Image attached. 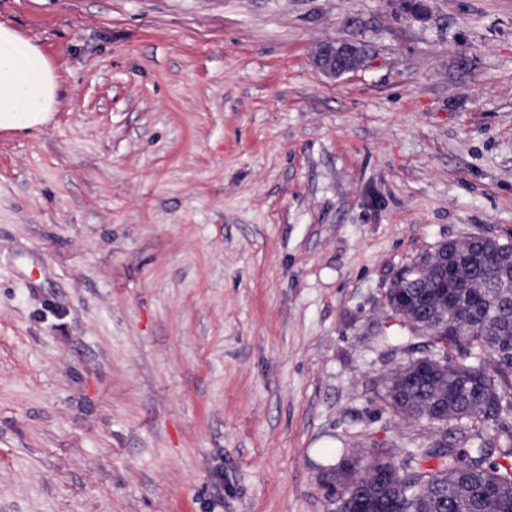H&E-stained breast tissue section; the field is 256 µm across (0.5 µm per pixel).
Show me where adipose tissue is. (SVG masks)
Returning a JSON list of instances; mask_svg holds the SVG:
<instances>
[{"mask_svg": "<svg viewBox=\"0 0 512 512\" xmlns=\"http://www.w3.org/2000/svg\"><path fill=\"white\" fill-rule=\"evenodd\" d=\"M59 102L55 70L41 50L0 24V131L47 124Z\"/></svg>", "mask_w": 512, "mask_h": 512, "instance_id": "obj_1", "label": "adipose tissue"}]
</instances>
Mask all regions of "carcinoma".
<instances>
[{
	"instance_id": "carcinoma-1",
	"label": "carcinoma",
	"mask_w": 512,
	"mask_h": 512,
	"mask_svg": "<svg viewBox=\"0 0 512 512\" xmlns=\"http://www.w3.org/2000/svg\"><path fill=\"white\" fill-rule=\"evenodd\" d=\"M473 252L512 250V242L473 236ZM485 285L474 300V284ZM407 290L419 303L408 323L417 342L390 347L406 355L401 366L431 365L432 376L402 378L393 371L373 382L396 415L425 420L438 429L428 444L404 448L394 458L384 448L364 457L343 452L323 467L336 478V506L351 512L361 500L382 512H512V274L496 259L464 271L448 289V334L434 291L417 280ZM382 477L371 482L372 474Z\"/></svg>"
}]
</instances>
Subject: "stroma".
<instances>
[{
	"mask_svg": "<svg viewBox=\"0 0 512 512\" xmlns=\"http://www.w3.org/2000/svg\"><path fill=\"white\" fill-rule=\"evenodd\" d=\"M431 7L0 0L62 88L0 133V512H331L342 451L433 438L385 295L512 241V0ZM367 59V51L361 44L328 40L316 48L313 63L323 75L335 80L364 67Z\"/></svg>",
	"mask_w": 512,
	"mask_h": 512,
	"instance_id": "35a3bbf8",
	"label": "stroma"
}]
</instances>
